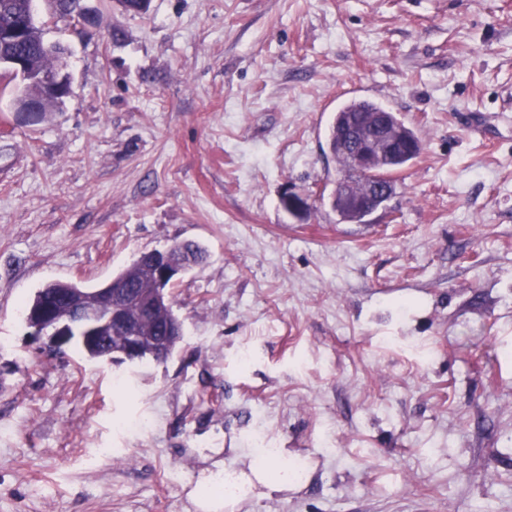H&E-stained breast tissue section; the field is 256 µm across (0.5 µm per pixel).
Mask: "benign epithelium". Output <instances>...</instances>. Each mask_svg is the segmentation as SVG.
I'll return each instance as SVG.
<instances>
[{
  "mask_svg": "<svg viewBox=\"0 0 512 512\" xmlns=\"http://www.w3.org/2000/svg\"><path fill=\"white\" fill-rule=\"evenodd\" d=\"M30 21L25 19L10 27L0 29V39L6 41H22L29 35ZM0 71L28 85L33 82L40 84L41 97L32 99L26 94L17 97L14 108L16 112L39 114L44 106L57 101L58 97L69 96L71 80L65 69L54 72L35 74L27 60L15 57L0 60ZM369 137L354 133L346 141L349 154V169L363 175L367 173L369 161L375 151H389L392 139L388 133L386 120L374 116L370 119ZM177 247L172 246L165 251H151L144 254L149 259L157 283V292L147 297L137 288L122 282H112L101 290L97 300L93 301L82 294L72 296L68 300V313L62 317L53 314L54 305L49 304L36 312L40 322L35 324L30 335L36 339H44L54 348L63 350L74 339H85L96 336L104 328L119 331L123 334L125 350L122 356L133 363L139 360V352L143 342L140 334L141 320L152 315L155 306L161 301L165 288L186 271L188 264L175 256ZM138 308L140 318L129 316V310Z\"/></svg>",
  "mask_w": 512,
  "mask_h": 512,
  "instance_id": "7a95c632",
  "label": "benign epithelium"
}]
</instances>
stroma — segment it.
<instances>
[{"instance_id":"stroma-1","label":"stroma","mask_w":512,"mask_h":512,"mask_svg":"<svg viewBox=\"0 0 512 512\" xmlns=\"http://www.w3.org/2000/svg\"><path fill=\"white\" fill-rule=\"evenodd\" d=\"M84 5L45 25L63 103L0 95V512H196L260 438L304 475L242 512H512V0ZM353 85L423 141L360 223L327 200ZM187 242L166 362L32 339L46 283Z\"/></svg>"}]
</instances>
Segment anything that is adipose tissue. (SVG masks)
<instances>
[{
  "label": "adipose tissue",
  "mask_w": 512,
  "mask_h": 512,
  "mask_svg": "<svg viewBox=\"0 0 512 512\" xmlns=\"http://www.w3.org/2000/svg\"><path fill=\"white\" fill-rule=\"evenodd\" d=\"M286 454L271 460H253L248 466L224 475V492L214 495L207 487L211 476L202 477L190 496L200 512H236L242 501L251 497H267L287 489L291 482Z\"/></svg>",
  "instance_id": "ef3b65f1"
}]
</instances>
